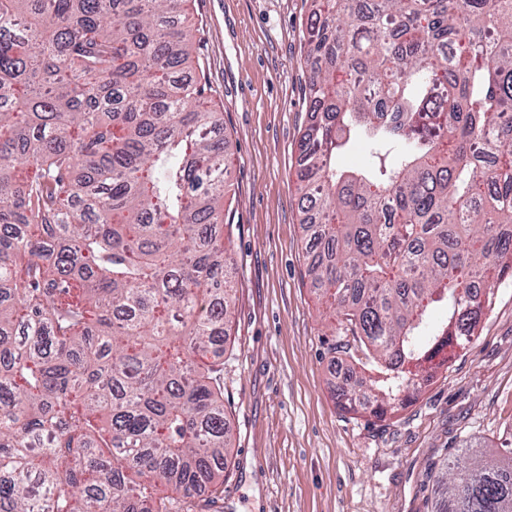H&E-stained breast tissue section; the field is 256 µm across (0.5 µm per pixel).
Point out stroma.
<instances>
[{
	"mask_svg": "<svg viewBox=\"0 0 512 512\" xmlns=\"http://www.w3.org/2000/svg\"><path fill=\"white\" fill-rule=\"evenodd\" d=\"M312 0H189L197 78L224 114L235 306L224 353L232 437L223 512H436L448 452L512 440V281L476 334L385 419L330 386L359 346L311 290L296 180ZM343 349L332 352L331 343Z\"/></svg>",
	"mask_w": 512,
	"mask_h": 512,
	"instance_id": "obj_1",
	"label": "stroma"
}]
</instances>
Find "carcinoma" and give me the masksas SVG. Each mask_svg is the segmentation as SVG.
Returning a JSON list of instances; mask_svg holds the SVG:
<instances>
[{
  "mask_svg": "<svg viewBox=\"0 0 512 512\" xmlns=\"http://www.w3.org/2000/svg\"><path fill=\"white\" fill-rule=\"evenodd\" d=\"M186 0H0V512H208L231 436L224 118ZM328 0L297 179L318 300L383 419L512 280V0ZM364 146L371 161L338 158ZM437 512H512L466 441ZM209 496H199L201 490Z\"/></svg>",
  "mask_w": 512,
  "mask_h": 512,
  "instance_id": "cac0c4a2",
  "label": "carcinoma"
}]
</instances>
